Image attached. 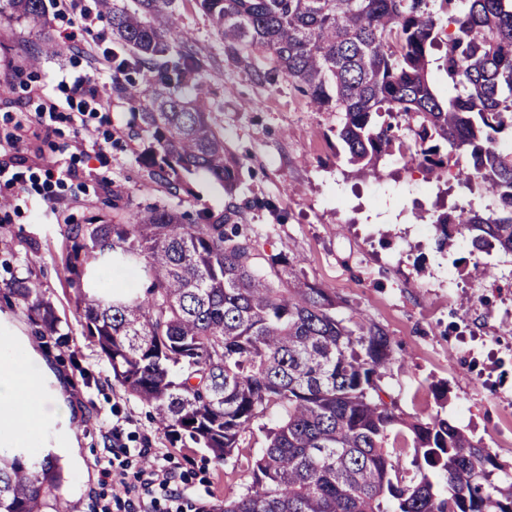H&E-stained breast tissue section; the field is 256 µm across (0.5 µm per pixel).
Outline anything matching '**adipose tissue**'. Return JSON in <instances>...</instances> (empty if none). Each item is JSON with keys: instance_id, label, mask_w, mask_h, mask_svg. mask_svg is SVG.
Instances as JSON below:
<instances>
[{"instance_id": "adipose-tissue-1", "label": "adipose tissue", "mask_w": 512, "mask_h": 512, "mask_svg": "<svg viewBox=\"0 0 512 512\" xmlns=\"http://www.w3.org/2000/svg\"><path fill=\"white\" fill-rule=\"evenodd\" d=\"M64 404L40 390V379L18 362L14 346L0 342V428L18 439L44 432Z\"/></svg>"}]
</instances>
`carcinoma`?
<instances>
[{
	"label": "carcinoma",
	"instance_id": "obj_1",
	"mask_svg": "<svg viewBox=\"0 0 512 512\" xmlns=\"http://www.w3.org/2000/svg\"><path fill=\"white\" fill-rule=\"evenodd\" d=\"M173 0H118L112 27V92L131 105L128 136L147 177L187 190L203 170L230 201L192 224L164 206L130 208L109 224H72L64 271L76 285L86 329L113 378L151 408L174 443L191 442L222 462L253 424L273 412L249 482L214 512H512V475L488 448L440 414L407 416L386 402L381 379L395 360L388 331L338 318L337 298L297 272L299 260L266 256L238 203L244 161L209 121L208 83ZM224 54L257 58L254 79L286 78L318 112L341 114L336 138L348 161L378 176L385 158L415 153L425 171L497 207L442 212L477 248L512 252V0H195ZM46 26L45 0H0V14ZM440 50L448 86L429 77ZM417 121L414 146L400 124ZM472 165L452 171L458 152ZM134 271L145 291L115 289L109 272ZM34 313L40 336L59 332L51 304L27 278L9 284ZM61 483L59 459L0 448V512H42Z\"/></svg>",
	"mask_w": 512,
	"mask_h": 512
}]
</instances>
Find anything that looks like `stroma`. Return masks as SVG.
<instances>
[{
    "instance_id": "35a3bbf8",
    "label": "stroma",
    "mask_w": 512,
    "mask_h": 512,
    "mask_svg": "<svg viewBox=\"0 0 512 512\" xmlns=\"http://www.w3.org/2000/svg\"><path fill=\"white\" fill-rule=\"evenodd\" d=\"M47 27L0 16V68L20 71L0 93V336L60 391L67 407L45 436L25 446L39 459L56 453L64 466L60 496L70 512H116L112 470L139 485L150 447L175 475L189 502L211 512L227 488H242L251 455L266 444L270 419L258 421L238 454L215 462L204 449L170 444L149 408L114 381L88 336L74 286L64 272L67 229L72 224L115 220L112 195L132 205L153 204L195 216L222 212V186L202 171L189 190L171 195L140 168L139 141L127 136L130 104L112 93V72L102 62L111 47L100 0H46ZM181 26L208 73L209 119L245 162L239 196L254 201L245 222L261 251L297 257L299 270L342 299L339 317L360 314L385 327L396 359L382 381L409 416L443 410L450 421L497 459L512 465V253H475L462 236L438 247L432 214L495 201L482 188L456 180L436 182L410 160L392 157L379 177L360 173L336 138L339 116L317 112L288 80L269 86L254 80L248 63L226 59L211 22L194 0H176ZM88 11L92 31L74 36V22ZM51 32L64 54L27 56ZM94 79L96 99L72 94L75 79ZM61 112L36 123L50 103ZM87 128L83 148L72 147L71 119ZM272 209H264V202ZM26 277L51 302L68 338L36 336L26 307L8 291ZM447 391L438 405L434 390ZM121 426L125 452L113 456V426Z\"/></svg>"
}]
</instances>
